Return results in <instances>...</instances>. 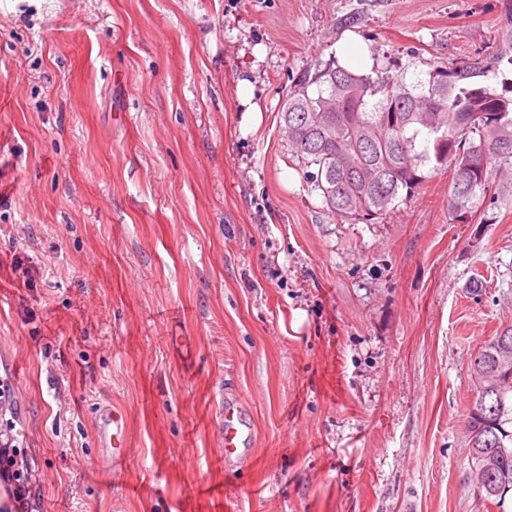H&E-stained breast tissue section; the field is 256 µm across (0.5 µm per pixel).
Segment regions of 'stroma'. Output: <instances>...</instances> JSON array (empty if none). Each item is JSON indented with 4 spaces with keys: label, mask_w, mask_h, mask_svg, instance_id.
Segmentation results:
<instances>
[{
    "label": "stroma",
    "mask_w": 512,
    "mask_h": 512,
    "mask_svg": "<svg viewBox=\"0 0 512 512\" xmlns=\"http://www.w3.org/2000/svg\"><path fill=\"white\" fill-rule=\"evenodd\" d=\"M511 10L0 0V420L20 512H487L464 418L472 356L512 325V194L493 223L456 221L445 168L381 223L342 222L279 107L349 39L368 51L352 70L412 82L487 49ZM221 389L252 429L231 462ZM103 406L126 419L116 473Z\"/></svg>",
    "instance_id": "stroma-1"
}]
</instances>
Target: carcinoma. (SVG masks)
Wrapping results in <instances>:
<instances>
[{"mask_svg": "<svg viewBox=\"0 0 512 512\" xmlns=\"http://www.w3.org/2000/svg\"><path fill=\"white\" fill-rule=\"evenodd\" d=\"M293 157L324 206L352 224H372L411 199L425 170L455 171L448 208L459 220L488 195L493 172L512 171V16L496 46L407 83L390 69L318 64L290 88L281 109ZM480 380L465 426L471 468L484 470L482 498L497 507L512 490V326L481 347Z\"/></svg>", "mask_w": 512, "mask_h": 512, "instance_id": "cac0c4a2", "label": "carcinoma"}]
</instances>
